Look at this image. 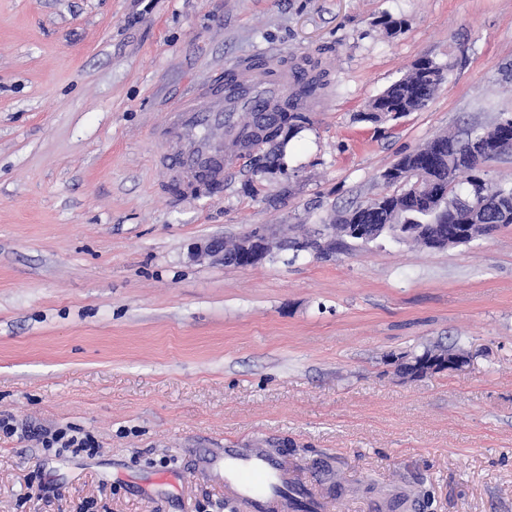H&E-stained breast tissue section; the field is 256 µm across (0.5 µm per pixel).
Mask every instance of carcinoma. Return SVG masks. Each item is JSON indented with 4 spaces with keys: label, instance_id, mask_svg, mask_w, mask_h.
<instances>
[{
    "label": "carcinoma",
    "instance_id": "cac0c4a2",
    "mask_svg": "<svg viewBox=\"0 0 512 512\" xmlns=\"http://www.w3.org/2000/svg\"><path fill=\"white\" fill-rule=\"evenodd\" d=\"M322 52L305 55L291 62L290 72H299L302 78L289 90L288 97L279 105L276 119L262 129L269 143L279 139L287 140L296 135L302 124L308 122L304 113L307 106L328 92L330 80L328 72L322 67ZM432 66V77H422V61L414 62L408 72L397 82L373 99V107L379 109L421 110L436 95L439 84L443 83L446 70L433 60H427ZM481 138L494 139L500 148L482 159L456 161V155L464 153L467 144ZM512 152V123L506 127L494 124L486 130L471 128L461 133H441L434 136L423 146L405 155L394 168L404 172L403 179L385 182L394 188L391 193H383L340 212L333 220L336 234L344 236L347 224H390L393 212L410 214L417 207H424L431 198L429 184L431 179H440L448 184L447 217L442 223L425 227L413 242L430 246V238L441 233L450 224H460L467 220L470 206L477 201L469 187L479 182L482 195L492 201L480 213V223L474 225V234L486 235L497 228L512 224V188L494 187L481 175V165L493 158Z\"/></svg>",
    "mask_w": 512,
    "mask_h": 512
}]
</instances>
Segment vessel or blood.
Instances as JSON below:
<instances>
[{"mask_svg":"<svg viewBox=\"0 0 512 512\" xmlns=\"http://www.w3.org/2000/svg\"><path fill=\"white\" fill-rule=\"evenodd\" d=\"M292 81L288 70L260 58L251 66H225L214 80L174 100L154 137L166 147L158 163L177 190L197 195L221 187L232 163L224 142L240 131L237 113H252L257 126L270 122ZM285 471L264 449H225L224 489L232 512H284Z\"/></svg>","mask_w":512,"mask_h":512,"instance_id":"vessel-or-blood-1","label":"vessel or blood"}]
</instances>
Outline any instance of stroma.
Instances as JSON below:
<instances>
[{
	"label": "stroma",
	"mask_w": 512,
	"mask_h": 512,
	"mask_svg": "<svg viewBox=\"0 0 512 512\" xmlns=\"http://www.w3.org/2000/svg\"><path fill=\"white\" fill-rule=\"evenodd\" d=\"M400 22L391 34L383 21ZM324 46L326 111L221 191L160 189L151 133L224 64ZM422 110L362 120L417 60ZM512 114V0H0V512H226L224 451L264 444L319 512H512V225L239 268L190 256L315 235L435 135ZM471 352L420 379L389 356ZM93 454L43 447L56 430ZM273 242V235L269 227L258 226L251 229L243 240L238 242V248L232 254L224 251L223 239H210L205 243L191 247L190 255L194 259L205 257L215 258L224 264L230 260L238 262V267H248L262 261L269 253ZM243 261L247 263L243 264Z\"/></svg>",
	"instance_id": "stroma-1"
}]
</instances>
